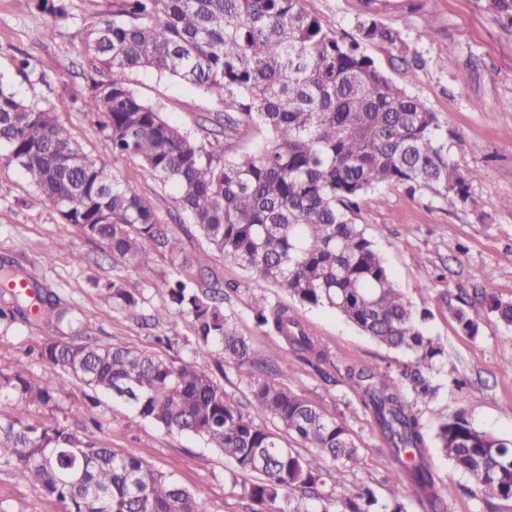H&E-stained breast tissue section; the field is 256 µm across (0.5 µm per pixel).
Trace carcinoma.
<instances>
[{"label":"carcinoma","mask_w":512,"mask_h":512,"mask_svg":"<svg viewBox=\"0 0 512 512\" xmlns=\"http://www.w3.org/2000/svg\"><path fill=\"white\" fill-rule=\"evenodd\" d=\"M57 20L67 0H28ZM512 27V0H487ZM84 45L94 67L82 109L97 118L112 157H127L168 193L209 245L301 306L330 309L377 344L406 357L396 374L363 365L345 378L386 448L391 469L381 497L366 483L346 490L363 465L362 448L342 417L325 414L275 382L279 352L253 346L227 314L228 296L204 277L208 255L189 253L137 182L91 160L55 112L0 86V159L18 167L36 190L115 264L146 270L158 260L178 270L163 282L167 299L150 304L124 277L91 281L127 320L158 324L190 319L188 344L206 354L171 358L166 333L155 349L112 344L53 288L27 275L0 296V327L19 323L50 335L34 348L49 371L34 377L0 369V476L23 483L59 505V512H206L200 493L170 472L36 411H52L66 384L92 391L89 400L118 398L140 418L202 441L231 464L241 483L243 512H409L411 488L422 512H443L420 407L437 396L436 376L448 364L445 345L395 287L373 241L352 219L367 193L404 186L433 190L459 207L472 205L477 170L449 157L439 120L361 50L364 42L397 48L400 34L366 10L356 35L326 29L304 0H116L112 16L89 20ZM148 68L210 94L220 128L194 140L142 99L128 73ZM249 130L255 145L234 150ZM257 327L280 338L312 365L328 349L295 310L256 298ZM489 312L512 326V303ZM461 329L479 336L478 317L453 311ZM250 367L237 397L224 389V366ZM436 450L484 500H512V440L479 429L463 410L434 413ZM310 449L303 455L288 440ZM335 468L326 487V465Z\"/></svg>","instance_id":"obj_1"}]
</instances>
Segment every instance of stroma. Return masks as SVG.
<instances>
[{
    "instance_id": "stroma-1",
    "label": "stroma",
    "mask_w": 512,
    "mask_h": 512,
    "mask_svg": "<svg viewBox=\"0 0 512 512\" xmlns=\"http://www.w3.org/2000/svg\"><path fill=\"white\" fill-rule=\"evenodd\" d=\"M419 2L422 9L415 14L409 13L406 0H304V5L339 34L354 33L357 17L366 8L377 9L381 20L400 33L404 46L397 51L365 43L362 51L436 113L447 134L448 153L459 167L482 173L472 187L474 207L460 208L431 191L413 195L401 188L379 189L363 197L354 220L374 241L396 286L415 307L430 311L429 327L448 351L449 369L469 380L458 390L449 387L447 375L438 376L439 394L422 411L425 427H432L433 411L462 409L479 428L512 439V374L505 370L512 363V328L488 314L485 305L490 297L512 301V210L499 204L512 196V111L503 107L512 100V29L503 28L487 11L486 0ZM112 3L68 0L70 16L58 21L30 8L27 0H0V85L52 106L93 160L108 158L109 150L95 117L81 109L92 73L83 26L89 17L111 15ZM49 27L54 30L50 38L45 35ZM23 54L32 62L25 74L15 66ZM128 79L144 100L163 106L168 120L194 138H206L203 119L220 109L206 93L146 69L133 71ZM114 168L139 184L161 223L175 229L183 225V215L169 204L166 192L135 161L121 159ZM182 240L188 252H208L213 273L232 289L227 310L237 331L257 348L276 346V339L256 326L249 301L256 295L285 303L288 295L210 250L197 232ZM61 242L69 244L71 254H79V261L58 251ZM4 255L19 260L29 275L90 316L104 340L147 347L163 330L173 338L171 357L187 354L189 318L176 314L156 329L135 325L114 311L89 286L92 277L116 273L111 255L64 223L15 166L0 161V257ZM464 302L480 318L478 337L464 333L453 316ZM297 313L320 336L330 358L315 368L291 349H282L278 380L325 413L346 416L364 450L363 465L350 484L380 483L389 459L345 381L344 368L368 365L393 373L403 357L330 310L301 306ZM43 336L24 325L0 332V368L45 373L46 365L28 353ZM87 392V387L68 384L55 418L74 427L96 419V437L156 469L174 472L183 485L200 492L207 512H241L223 456L200 440L155 427L123 403L106 400L91 407ZM435 472L447 512H512L511 500L475 497L469 477L447 459L436 458Z\"/></svg>"
}]
</instances>
